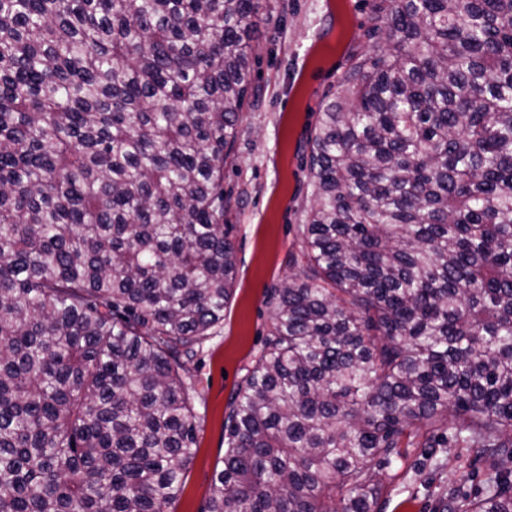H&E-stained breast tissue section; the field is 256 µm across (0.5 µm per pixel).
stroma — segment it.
<instances>
[{
    "label": "stroma",
    "instance_id": "35a3bbf8",
    "mask_svg": "<svg viewBox=\"0 0 512 512\" xmlns=\"http://www.w3.org/2000/svg\"><path fill=\"white\" fill-rule=\"evenodd\" d=\"M254 18V93L224 161V222L236 248L234 292L224 323L190 365L197 448L172 512H203L224 458V416L271 328L268 294L299 273L298 226L310 205L308 140L319 112L338 97L353 58L380 47L369 36L380 0H259ZM490 460L465 448H406L380 473L373 512H448L481 497Z\"/></svg>",
    "mask_w": 512,
    "mask_h": 512
}]
</instances>
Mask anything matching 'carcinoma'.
<instances>
[{
	"mask_svg": "<svg viewBox=\"0 0 512 512\" xmlns=\"http://www.w3.org/2000/svg\"><path fill=\"white\" fill-rule=\"evenodd\" d=\"M309 138L306 266L204 512H372L402 448L512 454V0H387ZM254 0H0V512H171L224 322ZM462 512H512L494 469Z\"/></svg>",
	"mask_w": 512,
	"mask_h": 512,
	"instance_id": "cac0c4a2",
	"label": "carcinoma"
}]
</instances>
